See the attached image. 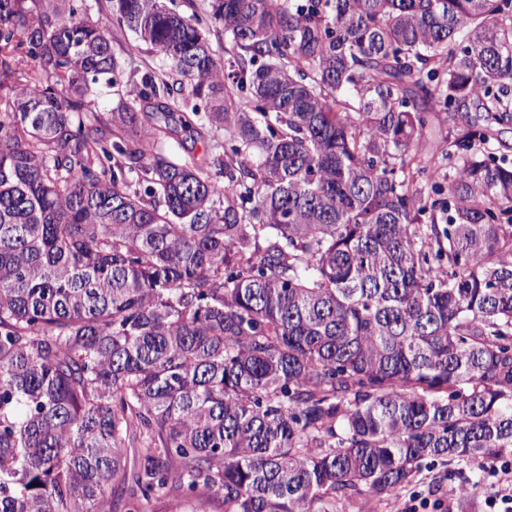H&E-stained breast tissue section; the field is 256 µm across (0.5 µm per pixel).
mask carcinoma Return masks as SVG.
Returning <instances> with one entry per match:
<instances>
[{"mask_svg":"<svg viewBox=\"0 0 512 512\" xmlns=\"http://www.w3.org/2000/svg\"><path fill=\"white\" fill-rule=\"evenodd\" d=\"M110 2L171 74L0 0V512H339L511 454L512 160L453 119L512 121V0H209L225 63Z\"/></svg>","mask_w":512,"mask_h":512,"instance_id":"obj_1","label":"carcinoma"}]
</instances>
